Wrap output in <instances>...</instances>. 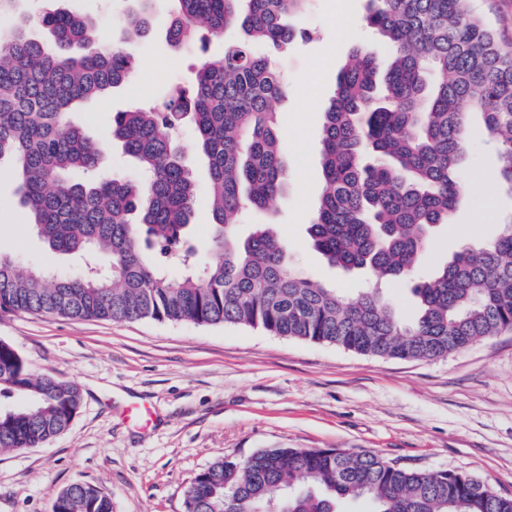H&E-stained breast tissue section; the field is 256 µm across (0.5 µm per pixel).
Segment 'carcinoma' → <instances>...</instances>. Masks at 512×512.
<instances>
[{
    "instance_id": "cac0c4a2",
    "label": "carcinoma",
    "mask_w": 512,
    "mask_h": 512,
    "mask_svg": "<svg viewBox=\"0 0 512 512\" xmlns=\"http://www.w3.org/2000/svg\"><path fill=\"white\" fill-rule=\"evenodd\" d=\"M0 0V163L13 164L25 223L54 254L79 257L74 273L19 268L0 255V314L74 320L154 319L233 324L335 345L380 358L444 357L512 330V224L493 241L463 246L428 279L418 261L430 229L449 222L468 196L465 128L478 112L512 194V49L498 42L470 0H369L365 25L383 40L387 63L354 49L323 112L322 196L308 225L327 263L416 281V317L402 318L380 288L348 298L292 269L270 224L244 239L235 228L284 189V128L273 102L285 83L259 47L285 50L308 32L290 17L308 0H172L175 48L230 27L223 55L195 65L188 89L145 108L117 112L112 138L145 179L99 178L101 152L69 121L82 101L128 81L137 61L105 51L95 23L60 7L22 10ZM124 26L141 37L152 0H126ZM36 27L55 50L30 36ZM439 79L430 81L431 74ZM194 130L206 160L211 255L184 247L197 180L176 131ZM171 267L182 273L172 277ZM0 451L40 448L65 432L83 399L75 382L35 375L0 340ZM364 497L372 512H512L474 477L398 468L373 452L269 448L224 458L185 490L186 512H336ZM56 512H112L111 495L73 483Z\"/></svg>"
}]
</instances>
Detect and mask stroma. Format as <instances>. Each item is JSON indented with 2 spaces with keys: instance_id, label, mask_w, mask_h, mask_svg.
<instances>
[{
  "instance_id": "35a3bbf8",
  "label": "stroma",
  "mask_w": 512,
  "mask_h": 512,
  "mask_svg": "<svg viewBox=\"0 0 512 512\" xmlns=\"http://www.w3.org/2000/svg\"><path fill=\"white\" fill-rule=\"evenodd\" d=\"M97 26L100 40L123 44L116 0H67ZM368 0H346L350 25L336 36V0H310L297 17L313 37L271 55L287 86L274 108L288 137V186L267 211L250 214L238 232L275 225L299 273L348 297L381 285L405 317L417 302L409 280L377 281L373 272L329 267L308 236L322 188V113L348 54L361 48L384 57L381 40L362 19ZM165 0H156L153 28L133 47L138 66L123 86L85 101L71 121L102 146L103 174L133 177L134 160L112 138L115 113L154 102L188 85L200 56H221L225 38L176 51L166 42ZM317 84H310V77ZM177 138L200 189L191 237L211 236L207 171L191 127ZM472 194L449 223L438 225L419 269L430 276L461 246L493 239L512 197L498 180L499 160L479 114L467 131ZM21 266L66 272L78 260L48 251L18 208L12 171L0 167V253ZM9 342L38 374L78 383L84 402L70 428L41 448L0 452V512H50L55 496L75 482L112 497L113 512H185L184 490L223 457L244 459L267 448L371 451L409 470L457 471L512 496V332L431 360L385 359L334 345L271 335L233 325L141 319L114 322L50 315L0 317ZM146 405L140 429L127 407Z\"/></svg>"
}]
</instances>
